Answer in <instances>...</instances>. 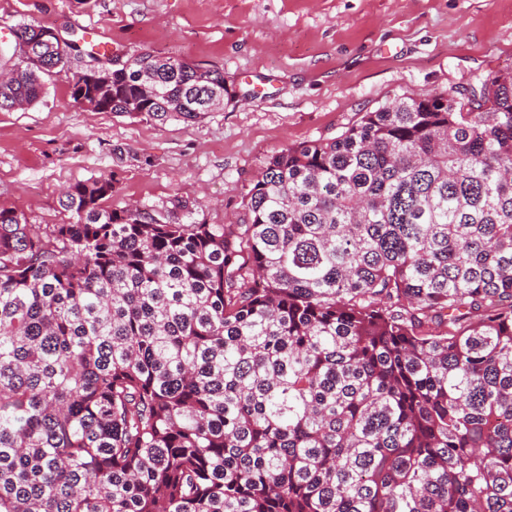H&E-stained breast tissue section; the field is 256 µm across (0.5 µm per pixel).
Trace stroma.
<instances>
[{"instance_id":"stroma-1","label":"stroma","mask_w":512,"mask_h":512,"mask_svg":"<svg viewBox=\"0 0 512 512\" xmlns=\"http://www.w3.org/2000/svg\"><path fill=\"white\" fill-rule=\"evenodd\" d=\"M56 28L89 64L95 24L116 54L222 70L236 97L195 123L77 109L66 75L25 110L0 112V206L64 224L61 190L115 181L113 209L181 201L185 222L235 224L283 148L333 138L397 97L458 94L512 70V0H0V29Z\"/></svg>"}]
</instances>
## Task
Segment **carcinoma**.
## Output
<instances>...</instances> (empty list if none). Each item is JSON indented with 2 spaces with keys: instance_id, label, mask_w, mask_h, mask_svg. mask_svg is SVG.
Wrapping results in <instances>:
<instances>
[{
  "instance_id": "obj_1",
  "label": "carcinoma",
  "mask_w": 512,
  "mask_h": 512,
  "mask_svg": "<svg viewBox=\"0 0 512 512\" xmlns=\"http://www.w3.org/2000/svg\"><path fill=\"white\" fill-rule=\"evenodd\" d=\"M13 28L0 112L67 49ZM401 96L282 149L242 223L0 207V512H512V71ZM117 116L194 122L234 94L112 58Z\"/></svg>"
}]
</instances>
